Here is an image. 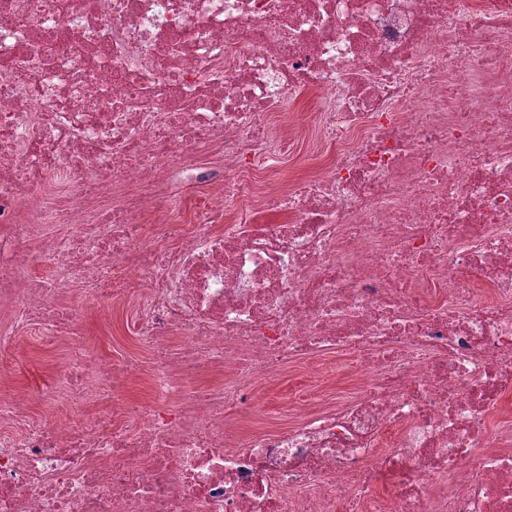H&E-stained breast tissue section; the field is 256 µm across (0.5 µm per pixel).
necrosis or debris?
Wrapping results in <instances>:
<instances>
[{"mask_svg": "<svg viewBox=\"0 0 512 512\" xmlns=\"http://www.w3.org/2000/svg\"><path fill=\"white\" fill-rule=\"evenodd\" d=\"M302 92L333 158L263 190ZM34 334L71 406L0 392V512H512V0H0V369ZM325 351L356 399L229 431ZM134 313L131 305L113 307L90 302L77 312L73 329L93 357L117 363L129 358L146 362L148 354L131 332Z\"/></svg>", "mask_w": 512, "mask_h": 512, "instance_id": "1", "label": "necrosis or debris"}]
</instances>
